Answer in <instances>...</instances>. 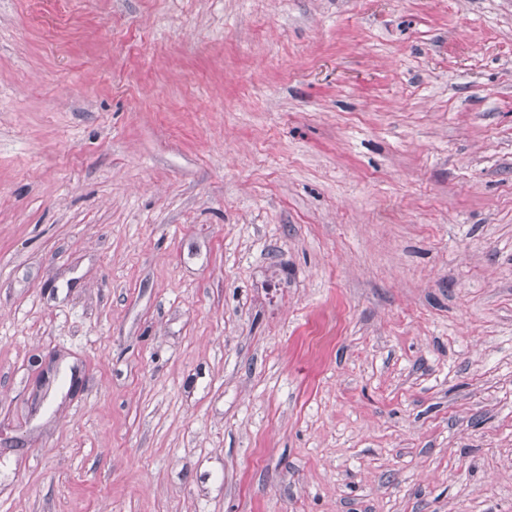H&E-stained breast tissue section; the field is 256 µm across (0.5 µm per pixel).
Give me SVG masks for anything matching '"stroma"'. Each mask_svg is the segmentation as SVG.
Masks as SVG:
<instances>
[{
    "label": "stroma",
    "instance_id": "obj_1",
    "mask_svg": "<svg viewBox=\"0 0 512 512\" xmlns=\"http://www.w3.org/2000/svg\"><path fill=\"white\" fill-rule=\"evenodd\" d=\"M0 512H512V0H0Z\"/></svg>",
    "mask_w": 512,
    "mask_h": 512
}]
</instances>
